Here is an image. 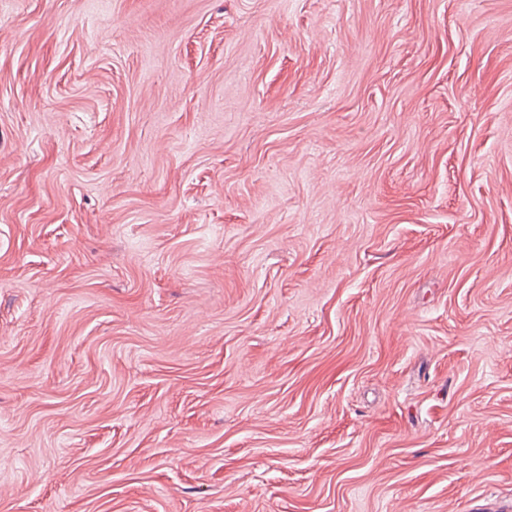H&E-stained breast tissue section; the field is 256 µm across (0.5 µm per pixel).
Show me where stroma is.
I'll use <instances>...</instances> for the list:
<instances>
[{
  "mask_svg": "<svg viewBox=\"0 0 512 512\" xmlns=\"http://www.w3.org/2000/svg\"><path fill=\"white\" fill-rule=\"evenodd\" d=\"M512 504V0H0V512Z\"/></svg>",
  "mask_w": 512,
  "mask_h": 512,
  "instance_id": "35a3bbf8",
  "label": "stroma"
}]
</instances>
